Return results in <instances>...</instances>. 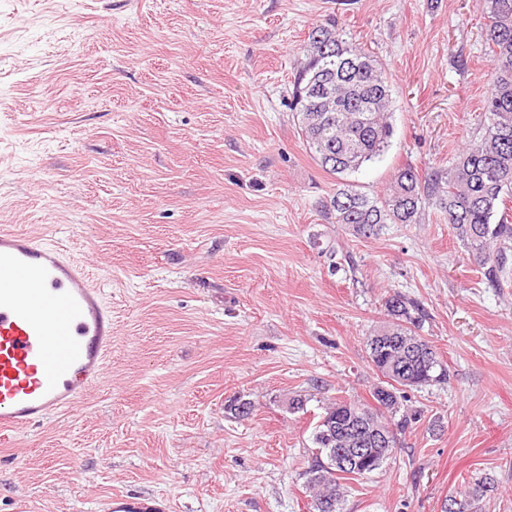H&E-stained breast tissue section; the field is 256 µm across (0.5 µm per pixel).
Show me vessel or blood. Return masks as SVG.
Listing matches in <instances>:
<instances>
[{
  "label": "vessel or blood",
  "mask_w": 512,
  "mask_h": 512,
  "mask_svg": "<svg viewBox=\"0 0 512 512\" xmlns=\"http://www.w3.org/2000/svg\"><path fill=\"white\" fill-rule=\"evenodd\" d=\"M112 307L84 264L46 238L0 228V436L77 405L103 378ZM104 512H153L117 495Z\"/></svg>",
  "instance_id": "vessel-or-blood-1"
}]
</instances>
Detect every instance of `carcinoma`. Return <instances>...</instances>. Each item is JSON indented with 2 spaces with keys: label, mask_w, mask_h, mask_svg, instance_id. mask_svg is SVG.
<instances>
[{
  "label": "carcinoma",
  "mask_w": 512,
  "mask_h": 512,
  "mask_svg": "<svg viewBox=\"0 0 512 512\" xmlns=\"http://www.w3.org/2000/svg\"><path fill=\"white\" fill-rule=\"evenodd\" d=\"M488 19L486 44L491 65L492 91L484 99L482 135L467 143L448 169L419 173L406 164L394 174L381 195H369L356 186L340 182L322 205L327 218L350 227L356 237L375 236L385 224H421L425 211L432 208L445 216L455 237L481 270L487 288L505 287L512 274V0H479ZM293 81L292 100L306 147L318 164L332 175L343 176L358 171L365 163L381 156L391 136L390 103L392 91L385 68L360 45L347 40L335 23L315 26ZM332 85L335 107L323 102V84ZM393 322L381 325L377 336L403 337L414 344V352L404 359L394 349L384 355L368 351L371 364L406 362L403 373L411 387L446 384L448 365L439 362L431 367L421 350L430 347L416 332L422 311L416 301L399 292L385 301ZM385 411L361 402L335 401L324 413L348 406L351 412L363 413L403 435L418 418L417 414L400 413L398 388ZM325 427L315 426L311 459L306 474L313 503L329 496L336 501L333 512H342L341 481L364 479L382 469L389 459L386 449L372 442H360L350 435L327 443ZM336 455L353 448H364L358 466L341 475L323 473L330 463V449ZM488 478L475 480L471 491L460 498L459 512H477V504Z\"/></svg>",
  "instance_id": "1"
}]
</instances>
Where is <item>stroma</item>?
Masks as SVG:
<instances>
[{
	"label": "stroma",
	"instance_id": "obj_1",
	"mask_svg": "<svg viewBox=\"0 0 512 512\" xmlns=\"http://www.w3.org/2000/svg\"><path fill=\"white\" fill-rule=\"evenodd\" d=\"M327 18L392 84L389 147L351 182L451 166L490 92L478 0H0V227L85 263L113 332L100 388L0 444V512H309L322 406L371 402L397 291L451 378L400 388L421 418L344 512H441L480 476L479 512H512V287L435 211L370 238L325 219L291 89ZM147 499L117 495L103 503L101 511L107 512H152L165 510L161 506L149 504Z\"/></svg>",
	"mask_w": 512,
	"mask_h": 512
}]
</instances>
